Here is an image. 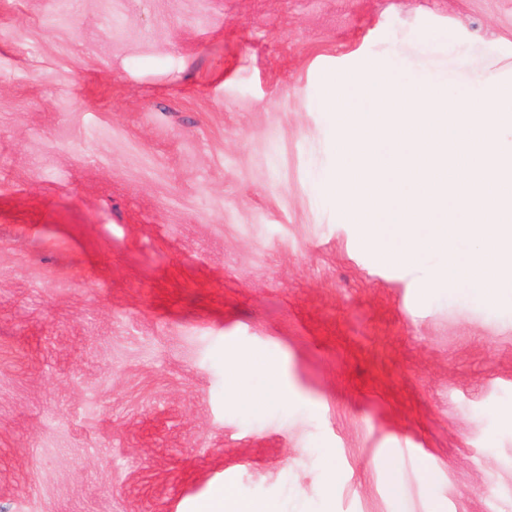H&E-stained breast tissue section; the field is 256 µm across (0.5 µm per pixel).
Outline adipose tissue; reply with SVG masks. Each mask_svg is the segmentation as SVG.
Masks as SVG:
<instances>
[{"instance_id":"1","label":"adipose tissue","mask_w":512,"mask_h":512,"mask_svg":"<svg viewBox=\"0 0 512 512\" xmlns=\"http://www.w3.org/2000/svg\"><path fill=\"white\" fill-rule=\"evenodd\" d=\"M253 370L261 371L267 379L264 387L246 385L245 377ZM225 395L240 409L260 413L277 401L294 396L288 386L278 357L253 348L228 345L224 348ZM195 512H279L270 501L245 500L229 484L215 486Z\"/></svg>"}]
</instances>
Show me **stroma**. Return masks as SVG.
I'll use <instances>...</instances> for the list:
<instances>
[{"instance_id":"35a3bbf8","label":"stroma","mask_w":512,"mask_h":512,"mask_svg":"<svg viewBox=\"0 0 512 512\" xmlns=\"http://www.w3.org/2000/svg\"><path fill=\"white\" fill-rule=\"evenodd\" d=\"M444 27L512 62V0H0V512H321L328 456L333 512H512V301L315 198L316 71ZM228 344L297 401L235 409ZM399 467L397 456L392 452L387 453L384 457V470L387 474L388 490L398 503H403L408 497V489L398 477ZM195 512H281L271 501L245 500L230 484L215 486Z\"/></svg>"}]
</instances>
